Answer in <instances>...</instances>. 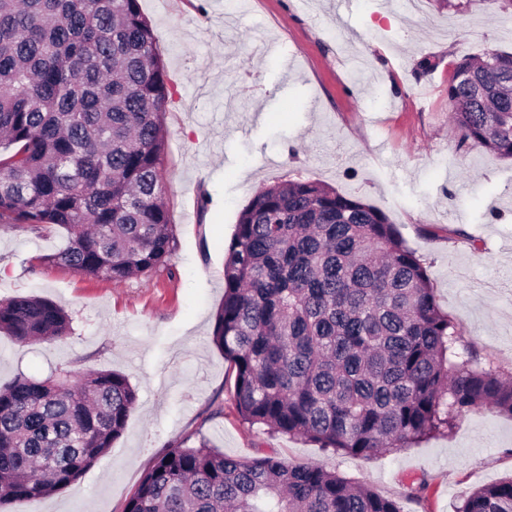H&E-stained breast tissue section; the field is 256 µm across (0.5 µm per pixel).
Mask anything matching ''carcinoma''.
<instances>
[{
    "label": "carcinoma",
    "instance_id": "1",
    "mask_svg": "<svg viewBox=\"0 0 512 512\" xmlns=\"http://www.w3.org/2000/svg\"><path fill=\"white\" fill-rule=\"evenodd\" d=\"M445 94L460 146L512 160V53L462 58ZM170 95L140 0H0V224L65 229L66 245L37 261L83 276L167 268L178 247L162 178ZM70 324L47 298L0 300V333L19 344L60 343ZM213 341L234 366L242 420L345 455L408 448L471 412L512 418V381L440 309L396 225L315 180L262 188L240 211ZM136 401L111 370L0 386V503L76 481ZM226 508L404 512L317 464L234 458L190 435L157 456L124 512ZM458 512H512V476Z\"/></svg>",
    "mask_w": 512,
    "mask_h": 512
}]
</instances>
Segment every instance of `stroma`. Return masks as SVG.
<instances>
[{
    "label": "stroma",
    "instance_id": "1",
    "mask_svg": "<svg viewBox=\"0 0 512 512\" xmlns=\"http://www.w3.org/2000/svg\"><path fill=\"white\" fill-rule=\"evenodd\" d=\"M140 4L171 89L164 185L180 245L169 270L117 284L85 277L39 261L65 246L64 229L0 226V299L44 296L72 318L57 345L0 334V384L58 365L113 370L137 404L80 479L0 512H123L157 453L188 434L241 459L314 463L388 499L424 477L423 502L405 512H457L475 487L512 473L511 417L474 412L410 448L342 455L241 420L213 328L240 210L262 187L310 179L382 209L465 341L512 375V160L458 147L445 96L460 59L512 52V10L501 0ZM268 40L279 54L265 52Z\"/></svg>",
    "mask_w": 512,
    "mask_h": 512
}]
</instances>
